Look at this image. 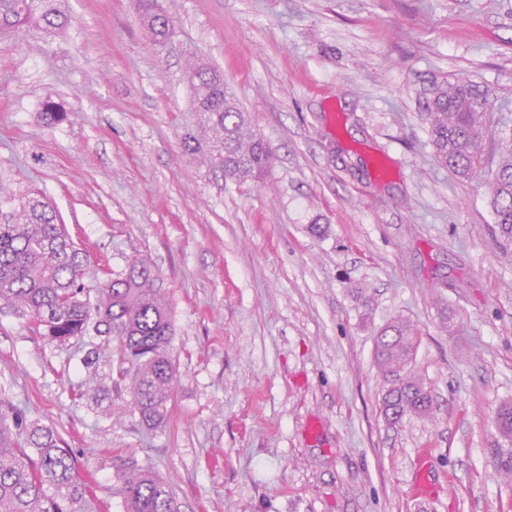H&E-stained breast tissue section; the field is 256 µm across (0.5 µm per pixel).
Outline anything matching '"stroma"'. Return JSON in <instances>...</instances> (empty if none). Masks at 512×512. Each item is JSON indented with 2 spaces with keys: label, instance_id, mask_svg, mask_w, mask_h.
Segmentation results:
<instances>
[{
  "label": "stroma",
  "instance_id": "stroma-1",
  "mask_svg": "<svg viewBox=\"0 0 512 512\" xmlns=\"http://www.w3.org/2000/svg\"><path fill=\"white\" fill-rule=\"evenodd\" d=\"M64 31L0 38V184L37 190L86 248L88 287L151 262L174 325L167 421L142 424L111 337L57 342L0 309V393L125 512L152 471L176 512H512L491 460L512 402V245L487 187L434 156L424 107L468 80L494 103L480 157L512 135V0H63ZM224 81L272 164L262 183L186 154L183 73ZM65 120L44 124L45 102ZM417 330L427 418L393 423L378 332ZM137 9L140 24L148 32L151 46L157 48L166 45L174 35V28L159 1L137 0ZM162 19H166L164 28L160 25Z\"/></svg>",
  "mask_w": 512,
  "mask_h": 512
}]
</instances>
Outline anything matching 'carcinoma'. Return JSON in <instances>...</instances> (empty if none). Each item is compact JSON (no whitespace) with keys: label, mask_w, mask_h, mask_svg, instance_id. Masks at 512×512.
<instances>
[{"label":"carcinoma","mask_w":512,"mask_h":512,"mask_svg":"<svg viewBox=\"0 0 512 512\" xmlns=\"http://www.w3.org/2000/svg\"><path fill=\"white\" fill-rule=\"evenodd\" d=\"M140 24L152 47L166 45L174 35L159 0H137ZM67 14L60 0H0V33L20 35L31 27L47 32L64 28ZM199 126L186 133L183 147L202 155L210 168L236 183L258 181L269 168L272 153L255 132L232 96H224L221 73L203 63L187 69ZM479 97L467 80H456L435 91L424 118L436 160L463 178H476L490 190L495 234L512 242V138L497 168L482 173L478 141L480 117L462 111V102ZM66 113L47 102L41 119L48 125ZM11 212L0 223V301L23 310L31 325L59 342L77 339L89 330L118 336L113 353L120 359V377H130V394L142 422L157 427L168 417L175 371L170 357L174 335L171 304L158 284L152 266L138 260L128 270L89 290L83 283L84 265L67 225L42 195L6 193L0 185V205ZM375 363L385 380L400 377L392 398L400 416L428 417L426 390L411 370L416 349L414 328L403 320L391 323ZM497 432L512 440V403L500 406L494 417ZM492 466L512 477V448H502ZM126 491V512H175L166 484L150 472L117 474ZM93 495L92 481L79 475L70 448L54 431L28 423L26 416L0 401V512H84Z\"/></svg>","instance_id":"cac0c4a2"}]
</instances>
